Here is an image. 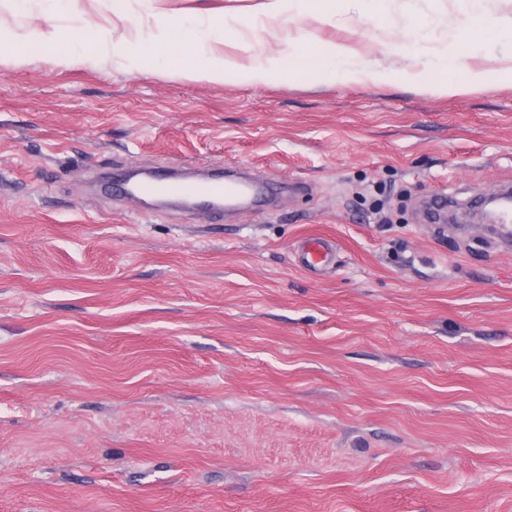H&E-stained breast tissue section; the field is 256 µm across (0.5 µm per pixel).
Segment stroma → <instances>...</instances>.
I'll use <instances>...</instances> for the list:
<instances>
[{
  "label": "stroma",
  "mask_w": 512,
  "mask_h": 512,
  "mask_svg": "<svg viewBox=\"0 0 512 512\" xmlns=\"http://www.w3.org/2000/svg\"><path fill=\"white\" fill-rule=\"evenodd\" d=\"M111 17L0 0L8 30ZM462 22L456 0H385L287 35L421 71ZM511 60L488 43L465 61L486 81L448 94L0 65V512H512V245L471 204L512 188ZM169 165L290 189L216 216L98 186ZM310 236L333 244L318 274Z\"/></svg>",
  "instance_id": "stroma-1"
}]
</instances>
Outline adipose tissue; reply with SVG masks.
<instances>
[{"label": "adipose tissue", "instance_id": "obj_1", "mask_svg": "<svg viewBox=\"0 0 512 512\" xmlns=\"http://www.w3.org/2000/svg\"><path fill=\"white\" fill-rule=\"evenodd\" d=\"M127 0H112L114 23L132 24V37L113 38L110 28L100 26L90 32L58 27L32 26L22 32L0 30V44L7 46L12 60H26L32 49H49L79 60L90 54L108 53L113 60L133 73L165 70L180 64V73L191 81L214 84H277L290 79L296 72L307 71L311 80L319 83L362 81L388 83L393 71L368 67L352 68V49L342 43L319 42L313 39L287 42L284 50L267 53L261 50L251 55L250 63L221 51L230 26L251 32L257 22H264L268 35H276L297 14L313 11L317 20H331L334 0H262L254 17H235L233 23L199 25L194 11L176 19L156 14L151 32H144L142 22L132 21L126 8ZM480 0H459L465 22L449 37L435 61L425 70L427 79L441 91L454 88L452 75L459 69L464 56L481 50L489 40L512 41V25L498 24L479 8Z\"/></svg>", "mask_w": 512, "mask_h": 512}]
</instances>
